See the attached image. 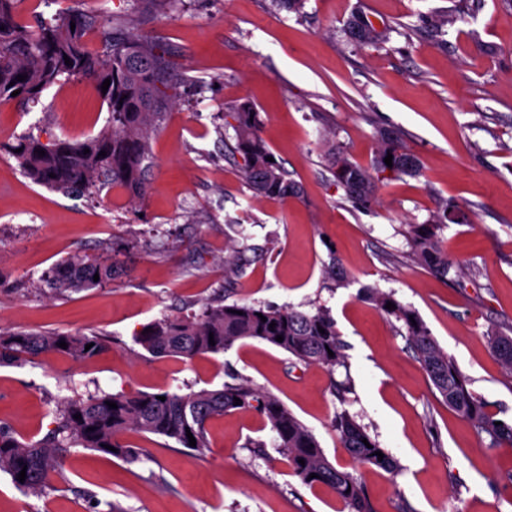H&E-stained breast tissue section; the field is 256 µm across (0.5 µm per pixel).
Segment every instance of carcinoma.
Wrapping results in <instances>:
<instances>
[{"label":"carcinoma","mask_w":512,"mask_h":512,"mask_svg":"<svg viewBox=\"0 0 512 512\" xmlns=\"http://www.w3.org/2000/svg\"><path fill=\"white\" fill-rule=\"evenodd\" d=\"M20 0H0V102L15 99L35 103L44 90L64 76L86 78L102 86L110 80L103 101L110 120L97 135L84 141L58 140L44 144L28 135L8 146L22 171L35 183L69 192H97L105 185L125 189L136 202L145 195L147 183L144 162L150 159V142L157 126L165 119L170 97L162 90L170 61L155 43L120 24L106 25L94 14L72 9L36 28L21 20ZM172 0H131V10L148 15L164 9ZM99 28L106 53L90 50L84 40L88 30ZM70 63H65V58ZM25 76L20 81L17 76ZM17 96H12L13 92ZM242 159L241 172L259 196L286 201L298 198L301 187L288 179L279 162L268 161L272 152L261 134V119L253 104L240 102L228 114ZM45 151L41 156L37 150ZM328 154L336 184L352 203L369 209L376 202L374 191L379 175L388 178L420 175L416 157L402 146L398 133L379 130V150L372 168L350 161L336 146ZM392 155V165L384 162ZM55 177H50V174ZM448 222V203L440 204L422 224H410L405 231L413 259L434 273L446 277L451 269L461 275V267L448 257L439 236ZM99 280H94V275ZM112 280V257L73 255L60 262L46 276L48 286L59 292L96 288ZM364 297L389 317L401 323L410 348L418 358L430 383L445 404L467 419L488 447L512 444V422L500 420L487 410V404L468 389V380L455 361L440 347L419 315L402 305L393 295L376 287L363 288ZM395 308L389 310L387 303ZM266 321H261V318ZM274 328H269L270 324ZM150 332L139 334L136 343L151 354L192 359L204 354H221L241 340H261L292 355L303 364L328 369L345 363L344 345L335 319L326 310L314 314L302 311L255 307L248 304L205 305L198 314L164 317L149 325ZM325 333H320V330ZM283 341H276L277 336ZM214 339L215 345L209 344ZM65 342L67 348L59 347ZM90 349H85L87 344ZM104 335L68 333L0 332V365L26 362L42 354L91 359L108 349ZM494 356L512 374V336L495 334L489 338ZM334 356H329V353ZM119 392L77 397L64 402L55 426L39 439L18 437L0 426V472L28 495L40 497L51 487L55 476L65 480L62 460L70 448H89L126 462L140 460L138 449L119 441L126 431L163 437L182 448L201 453L207 448L206 426L215 416L254 409L276 433L279 448L289 458L293 474L307 485L332 488L349 512H373L367 492L349 472L329 461L314 433L275 395L241 379L217 389L189 392ZM242 404H235V399ZM114 402L112 409L108 403ZM81 418L76 419L74 415ZM334 427L341 446L357 462L375 466L387 473L399 470L389 454L378 460V442L348 413L336 415ZM196 439L189 445L186 432ZM114 450H109V447ZM304 463H299V460ZM26 470L25 481L18 475ZM316 477H310V474Z\"/></svg>","instance_id":"obj_1"}]
</instances>
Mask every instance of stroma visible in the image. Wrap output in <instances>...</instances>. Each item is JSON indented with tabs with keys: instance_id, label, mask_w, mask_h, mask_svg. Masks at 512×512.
I'll return each instance as SVG.
<instances>
[{
	"instance_id": "stroma-1",
	"label": "stroma",
	"mask_w": 512,
	"mask_h": 512,
	"mask_svg": "<svg viewBox=\"0 0 512 512\" xmlns=\"http://www.w3.org/2000/svg\"><path fill=\"white\" fill-rule=\"evenodd\" d=\"M81 8L105 21L128 0H21L28 24ZM392 31L377 47L349 34L357 14ZM171 60L170 107L152 142L148 191L89 198L34 183L0 151V329L102 334L86 360L48 354L0 367V425L39 438L57 409L95 392H186L239 377L276 395L338 468L366 487L375 512H512V446L488 447L431 388L401 323L360 295L372 285L418 313L498 418L512 420V376L488 340L512 336V0H175L137 23ZM250 100L262 135L302 196H255L240 173L224 117ZM109 120L93 81L46 89L35 104H0V142L82 141ZM398 132L421 165L417 177L382 180L377 205L356 208L336 185L335 143L370 166L377 131ZM463 214L440 236L463 275L414 263L406 225L426 222L439 200ZM239 251L230 271L224 257ZM111 255L112 280L56 293L44 275L70 255ZM339 263L349 284L326 270ZM247 303L329 311L345 365L296 361L258 340L180 360L134 338L202 305ZM349 412L399 464L397 475L361 465L340 446ZM140 461L70 449L64 480L25 495L0 472V512H340L336 494L294 476L256 411L212 419L208 446L191 455L163 438L128 432Z\"/></svg>"
}]
</instances>
